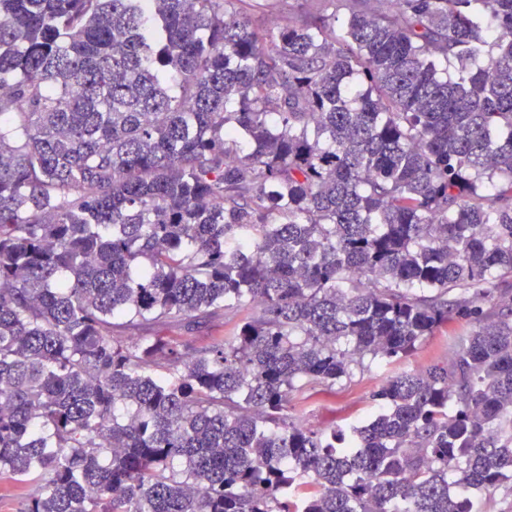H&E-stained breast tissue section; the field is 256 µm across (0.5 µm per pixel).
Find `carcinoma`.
<instances>
[{"mask_svg":"<svg viewBox=\"0 0 512 512\" xmlns=\"http://www.w3.org/2000/svg\"><path fill=\"white\" fill-rule=\"evenodd\" d=\"M240 2L0 0V481L23 512L512 497V0ZM220 313L200 350L125 333ZM454 319L368 422L288 416Z\"/></svg>","mask_w":512,"mask_h":512,"instance_id":"obj_1","label":"carcinoma"}]
</instances>
